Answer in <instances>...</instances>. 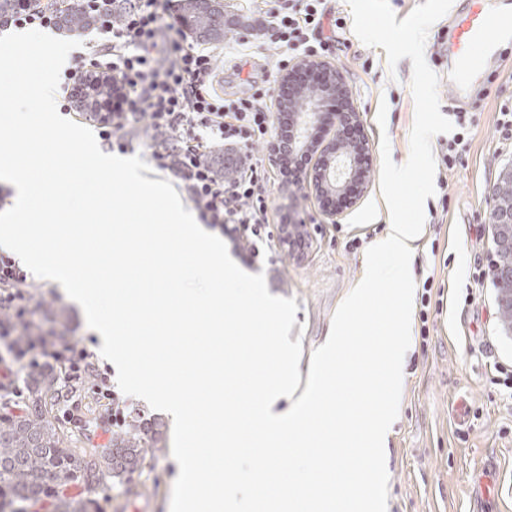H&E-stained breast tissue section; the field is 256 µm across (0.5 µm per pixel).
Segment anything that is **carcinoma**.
I'll return each mask as SVG.
<instances>
[{"label": "carcinoma", "mask_w": 512, "mask_h": 512, "mask_svg": "<svg viewBox=\"0 0 512 512\" xmlns=\"http://www.w3.org/2000/svg\"><path fill=\"white\" fill-rule=\"evenodd\" d=\"M186 34L218 40L224 37V9L218 0H179ZM69 31H79L87 18L74 0L65 18ZM493 212L512 209V169L495 184ZM59 397L53 374L34 371L28 385V403L20 414H0V499L38 505L51 500L53 512H99L92 486L105 479L130 478L146 453L162 441V424L139 421L112 435L108 448H88L52 415ZM82 484L88 495H71L64 487Z\"/></svg>", "instance_id": "1"}]
</instances>
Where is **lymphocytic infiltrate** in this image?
<instances>
[{
    "mask_svg": "<svg viewBox=\"0 0 512 512\" xmlns=\"http://www.w3.org/2000/svg\"><path fill=\"white\" fill-rule=\"evenodd\" d=\"M81 3L101 40L80 55L74 70L64 72L63 82L73 85L66 101L100 80L98 105L85 118L102 141L131 147L140 123L148 122L153 160L182 182L203 223L228 237L246 262L263 257L277 265L282 238L269 223V170L265 155L255 148L287 136L292 114L274 109L263 84H251L247 93L233 98L218 94L210 51L162 25L163 0ZM67 6L68 0H18L0 14V24L57 29ZM328 14L325 0H285L266 11L261 35L277 49L273 72L284 71L297 54L332 56L336 39L322 33ZM217 141L224 144L220 159L212 151ZM221 162L233 166L232 177H218ZM36 306L26 272L0 252V389L10 390L15 403H22L19 372L50 369L67 385L96 374L95 394L111 399L107 377L96 373L91 352L35 322Z\"/></svg>",
    "mask_w": 512,
    "mask_h": 512,
    "instance_id": "obj_1",
    "label": "lymphocytic infiltrate"
}]
</instances>
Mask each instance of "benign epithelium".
<instances>
[{
    "instance_id": "obj_1",
    "label": "benign epithelium",
    "mask_w": 512,
    "mask_h": 512,
    "mask_svg": "<svg viewBox=\"0 0 512 512\" xmlns=\"http://www.w3.org/2000/svg\"><path fill=\"white\" fill-rule=\"evenodd\" d=\"M311 71L321 76V84L316 87L317 95L307 111L295 114L293 134L288 143L277 140L272 144L271 157L276 161L286 149L305 152L312 147L313 132L321 123L328 103L336 101L333 122L329 127L332 142L327 146L326 155L314 168L310 181L315 196L323 203V214L334 218L336 208L331 202H354L351 186L354 183L360 186L365 183L372 149L364 133L359 112L353 106L346 86L336 71L319 61L302 59L289 67L278 83V102H284V91L297 85L300 77ZM491 230L494 242L501 238L512 239V214L501 216L499 223L491 225ZM492 275L498 286L508 284V288L499 292L497 303L500 307L507 306L512 311V266L503 268L497 261L493 264Z\"/></svg>"
}]
</instances>
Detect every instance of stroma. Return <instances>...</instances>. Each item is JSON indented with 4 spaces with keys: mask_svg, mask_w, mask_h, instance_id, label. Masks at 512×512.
<instances>
[{
    "mask_svg": "<svg viewBox=\"0 0 512 512\" xmlns=\"http://www.w3.org/2000/svg\"><path fill=\"white\" fill-rule=\"evenodd\" d=\"M229 20L221 39L209 42L215 59L216 88L232 97L246 93L249 81L266 77L273 50L259 35L261 17L254 0H222ZM346 25L336 32V55L329 65L342 76L372 146V162L356 203L325 218L310 187L295 189L271 170L268 189L271 224L291 218L303 224L304 250L283 254L277 271L266 262L250 264L264 274L268 290L295 298L291 338L302 341L301 365L324 340L332 317L362 273L370 242L390 222L380 190L381 137H388L394 163L410 155L415 105L410 89L412 62L389 67L386 52L363 45L353 32L347 0H331ZM248 47H238L239 37ZM484 95L473 107L475 124L461 165L444 173L425 203V236L410 271L415 284L432 278L443 302L428 322L411 319V344L404 357L400 410L388 437L387 512H512V390L503 371H512V338L501 330L491 278L476 282V268H490L495 257L491 233L492 192L502 169L512 167V146L499 133L500 109L512 104V51L502 59ZM389 105L378 125L381 99ZM37 297L65 308L71 341L95 354L99 343L63 288L32 278ZM428 338H421V326ZM79 420L69 430L87 435L93 446H109L113 426L106 406L89 384L76 386L69 401L54 409ZM172 426L164 424L158 450L147 454L131 481H109L96 488L101 512L143 489L152 495L150 512H170L177 463L171 453Z\"/></svg>",
    "mask_w": 512,
    "mask_h": 512,
    "instance_id": "1",
    "label": "stroma"
}]
</instances>
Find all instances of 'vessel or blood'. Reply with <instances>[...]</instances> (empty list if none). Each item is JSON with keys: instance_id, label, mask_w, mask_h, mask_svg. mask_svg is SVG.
Wrapping results in <instances>:
<instances>
[{"instance_id": "obj_1", "label": "vessel or blood", "mask_w": 512, "mask_h": 512, "mask_svg": "<svg viewBox=\"0 0 512 512\" xmlns=\"http://www.w3.org/2000/svg\"><path fill=\"white\" fill-rule=\"evenodd\" d=\"M510 45L512 12L493 11L488 0H465L444 48L449 95L460 101L466 99L472 86L489 74Z\"/></svg>"}]
</instances>
